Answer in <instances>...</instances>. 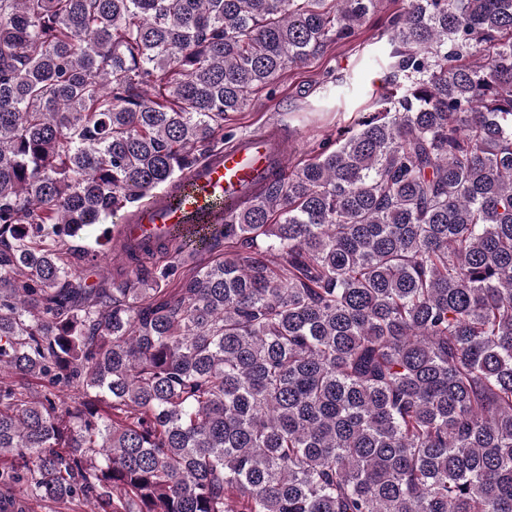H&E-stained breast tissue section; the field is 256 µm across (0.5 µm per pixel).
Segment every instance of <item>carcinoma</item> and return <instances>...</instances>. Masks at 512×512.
I'll return each mask as SVG.
<instances>
[{
    "mask_svg": "<svg viewBox=\"0 0 512 512\" xmlns=\"http://www.w3.org/2000/svg\"><path fill=\"white\" fill-rule=\"evenodd\" d=\"M384 92L207 263L80 232L385 0H0V512H512V0H402Z\"/></svg>",
    "mask_w": 512,
    "mask_h": 512,
    "instance_id": "obj_1",
    "label": "carcinoma"
}]
</instances>
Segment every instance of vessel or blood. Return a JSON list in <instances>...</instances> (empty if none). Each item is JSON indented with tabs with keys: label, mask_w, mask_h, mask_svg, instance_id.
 <instances>
[{
	"label": "vessel or blood",
	"mask_w": 512,
	"mask_h": 512,
	"mask_svg": "<svg viewBox=\"0 0 512 512\" xmlns=\"http://www.w3.org/2000/svg\"><path fill=\"white\" fill-rule=\"evenodd\" d=\"M288 142L274 125L239 137L209 164L187 173L176 184L179 203L159 198L137 213L126 230L129 237L154 243L157 236L174 240L184 232H204L224 221V211L242 203L246 187L274 171L288 169Z\"/></svg>",
	"instance_id": "vessel-or-blood-1"
}]
</instances>
